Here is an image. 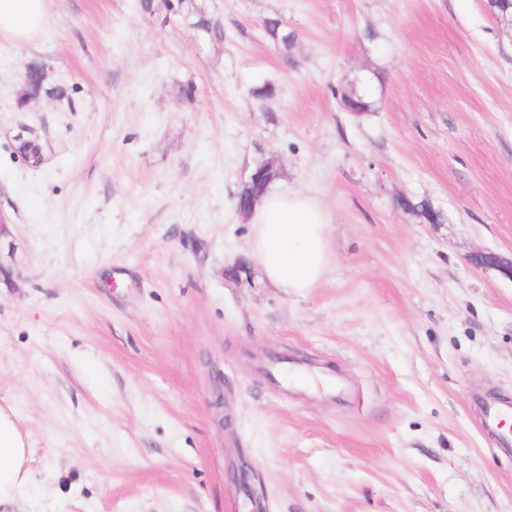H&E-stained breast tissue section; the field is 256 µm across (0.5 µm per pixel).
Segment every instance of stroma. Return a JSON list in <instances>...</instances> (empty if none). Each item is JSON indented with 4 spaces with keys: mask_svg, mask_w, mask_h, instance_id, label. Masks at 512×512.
Returning a JSON list of instances; mask_svg holds the SVG:
<instances>
[{
    "mask_svg": "<svg viewBox=\"0 0 512 512\" xmlns=\"http://www.w3.org/2000/svg\"><path fill=\"white\" fill-rule=\"evenodd\" d=\"M141 2L0 40V409L35 512H512L471 401L512 402V280L469 262L512 259V29L488 0ZM271 157L330 218L302 296L236 209Z\"/></svg>",
    "mask_w": 512,
    "mask_h": 512,
    "instance_id": "obj_1",
    "label": "stroma"
}]
</instances>
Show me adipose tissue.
I'll list each match as a JSON object with an SVG mask.
<instances>
[{"label": "adipose tissue", "instance_id": "obj_1", "mask_svg": "<svg viewBox=\"0 0 512 512\" xmlns=\"http://www.w3.org/2000/svg\"><path fill=\"white\" fill-rule=\"evenodd\" d=\"M49 0H0V38L33 40L49 22ZM250 250L267 280L304 295L328 267L329 217L304 193H267L249 217ZM29 450L11 418L0 410V506H22L31 483Z\"/></svg>", "mask_w": 512, "mask_h": 512}]
</instances>
